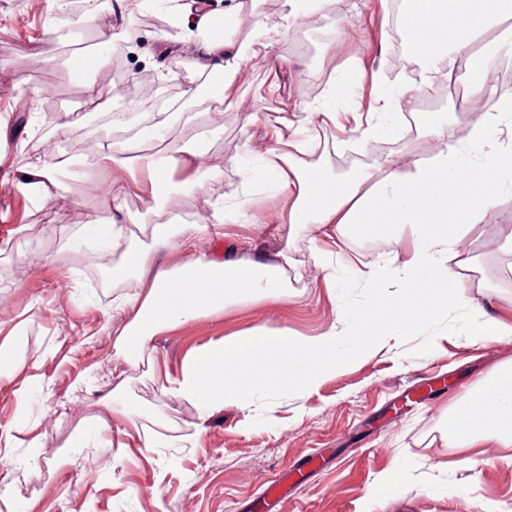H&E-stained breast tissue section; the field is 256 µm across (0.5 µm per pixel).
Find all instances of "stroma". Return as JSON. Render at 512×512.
I'll use <instances>...</instances> for the list:
<instances>
[{"label":"stroma","instance_id":"stroma-1","mask_svg":"<svg viewBox=\"0 0 512 512\" xmlns=\"http://www.w3.org/2000/svg\"><path fill=\"white\" fill-rule=\"evenodd\" d=\"M289 0H209L214 15L249 14L247 46L263 26L282 22ZM379 0H337L301 18L271 48L270 60L246 61L248 80L216 91L224 122L199 146L208 163L198 178L220 172L225 191L241 187L256 170L281 119L303 129L310 141L303 162L337 178L354 176L376 163L371 142L385 144L402 162L420 158L430 144L423 124L404 132L400 115L386 121L373 140L353 134L355 91L362 83L375 92L406 82L387 66L393 35L379 21ZM53 0H0V342L11 341L14 376L0 384V436L14 440L11 480L0 483L16 512H512V447L490 443L480 449L476 468H459L461 449L448 445L440 421L492 364L512 361V339L488 346L466 344L456 331L461 313L422 326L392 341L390 348L298 391L247 407L227 406L202 415L162 386L163 374H178L194 349L258 324L288 327L316 336L338 319V303L372 301L370 289L350 275L348 264L372 265L391 250L388 241L346 238L331 245L335 281L313 258L314 245L297 230L285 294L277 301L226 308L223 315L190 322L154 337L141 358L128 359L116 345L126 318H113L122 295L147 291V278L125 276L121 252L112 255V285L97 290L72 263L101 248L89 230L107 223L100 174L136 169L141 159L117 153L104 159L100 144L113 140V112L130 111L136 87L117 93L98 109L87 107L81 91L96 70H84L77 51L66 48L51 28L69 24ZM188 27L179 36L122 11L112 29L121 57V77L146 70L177 82L178 70L195 84L201 72L192 48L206 39ZM372 50L360 55L359 46ZM68 85L53 110L68 114L74 135L59 139L40 121L39 88L46 76ZM338 84L325 100V116L311 114V84ZM31 120L14 128L18 112ZM49 148L61 160L55 184L33 194L19 188L31 162V145ZM191 172L179 168L161 198L134 192L124 211L142 224L168 213L171 200L192 212L196 223L213 221L207 197L185 192ZM250 211L259 216L227 226L225 235L196 240L193 251L159 255L170 267L197 255L220 257L228 238L242 241L238 256L278 264L283 246L279 216L288 201L270 179L254 180ZM470 263L457 271L470 295L486 310L512 322V198L485 218L468 247ZM26 386V406L14 392ZM137 413L139 432L128 437L112 426L107 397ZM42 446L29 451L27 437ZM156 446L141 453L140 438ZM70 451L61 468L57 458Z\"/></svg>","mask_w":512,"mask_h":512}]
</instances>
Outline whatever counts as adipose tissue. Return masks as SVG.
<instances>
[{
  "label": "adipose tissue",
  "instance_id": "adipose-tissue-1",
  "mask_svg": "<svg viewBox=\"0 0 512 512\" xmlns=\"http://www.w3.org/2000/svg\"><path fill=\"white\" fill-rule=\"evenodd\" d=\"M399 26L421 65V82L453 69L462 59L473 68L486 65L473 52L474 40L490 28L512 21V0H404ZM271 42L258 37L248 47L228 38L195 43L201 70L223 69L234 80L244 61L265 59ZM427 135L437 148L428 163L402 164L393 157L380 159L351 180H338L318 166H303L289 154L298 132L281 123L277 145L266 153L264 171L277 176L293 201L281 217L286 231L282 260H289L293 232L306 225L312 241L321 238H379L392 249L381 265L360 268L357 280L375 290L372 302L354 311L350 327L329 328L317 336H301L288 328L260 324L193 351L177 378L164 383L201 414L227 405L246 406L262 395L309 390L321 385L353 362L368 358L392 337L420 325L438 322L452 310H465L471 323L465 333L484 344L512 337V323L490 315L474 302L452 269V259L464 255L469 238L478 233L486 214L512 189V96H504L497 111L474 112L466 126L457 128L433 114L424 120ZM195 138L177 149L151 155L138 175L115 173L107 181L105 207L113 209L112 242L120 244L128 228L119 220L123 201L138 189L159 196L176 166L193 167ZM186 192L204 190L215 199L216 219L236 221L248 214L246 197H227L223 178L208 183L189 178ZM212 225L189 224L173 229L158 223L150 228L151 245L124 254L125 266L150 277L147 293L124 295L113 308L128 317L116 339L130 353H141L158 333L189 322L218 316L233 305H249L281 296L280 269L240 259L199 256L177 268L156 265L159 251L191 248ZM391 293H384L386 285ZM350 354L339 350L341 341ZM454 448H481L493 442L512 447V364L493 367L452 406L441 421Z\"/></svg>",
  "mask_w": 512,
  "mask_h": 512
}]
</instances>
